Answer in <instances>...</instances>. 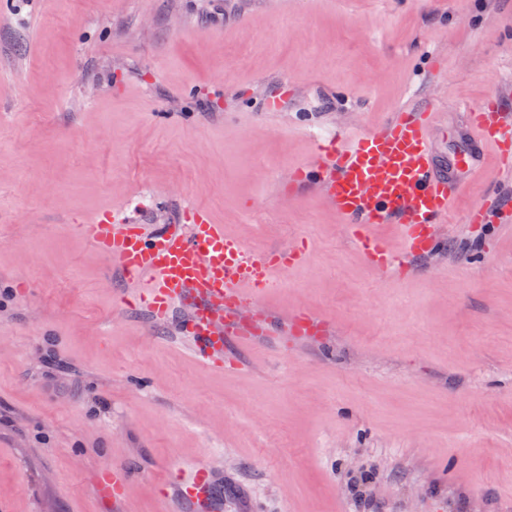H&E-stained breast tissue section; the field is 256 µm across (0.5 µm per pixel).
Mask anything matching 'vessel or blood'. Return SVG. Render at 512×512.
<instances>
[{
    "label": "vessel or blood",
    "instance_id": "b4317fda",
    "mask_svg": "<svg viewBox=\"0 0 512 512\" xmlns=\"http://www.w3.org/2000/svg\"><path fill=\"white\" fill-rule=\"evenodd\" d=\"M465 111L471 148L458 162L469 169L472 183L480 184L502 168L512 170V110L492 96ZM430 117L427 104L401 109L380 131L346 144L321 145L316 167L294 173L295 180L318 182L345 222L356 225L379 264H387L392 252L375 242L376 225H399L406 252L425 255L436 247L438 228L447 223L459 195L457 182L439 167ZM467 219L473 224H512V206L481 198ZM84 230L106 261L137 285L133 294L121 298V305L137 304L164 319L174 303H191L181 333L207 363L224 353L223 318L237 315L242 302L257 300L271 288L277 268L268 256L250 253L223 225L202 216L192 224H166L149 233L138 225L113 223L106 212ZM128 482L124 467L106 468L104 496L122 499ZM178 485L195 512H215L206 474L181 468Z\"/></svg>",
    "mask_w": 512,
    "mask_h": 512
}]
</instances>
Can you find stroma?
I'll return each instance as SVG.
<instances>
[{
  "instance_id": "stroma-1",
  "label": "stroma",
  "mask_w": 512,
  "mask_h": 512,
  "mask_svg": "<svg viewBox=\"0 0 512 512\" xmlns=\"http://www.w3.org/2000/svg\"><path fill=\"white\" fill-rule=\"evenodd\" d=\"M491 95L512 0H0V512H114L115 462L128 512H191L185 465L219 512H512V224L468 223L457 169L439 248L382 270L290 179L407 104L448 161ZM191 201L283 256L215 369L79 230ZM267 312L320 332L247 337ZM101 481L103 485V496L116 501L123 498V491L129 479L124 467L113 464L112 467L104 469ZM176 483L182 494L193 502L194 512H215L213 489L206 474L192 467H183Z\"/></svg>"
}]
</instances>
